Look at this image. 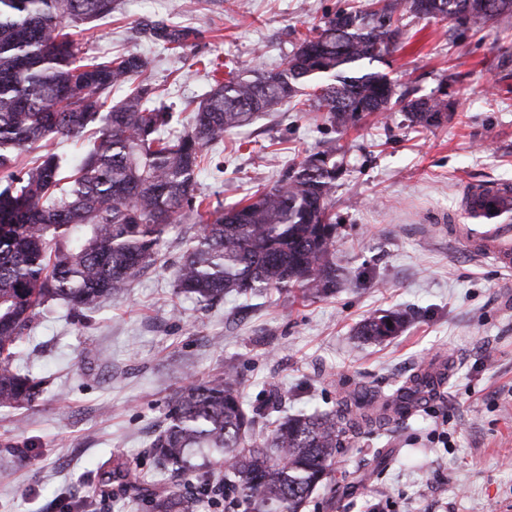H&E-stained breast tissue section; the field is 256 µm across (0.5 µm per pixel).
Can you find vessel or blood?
<instances>
[{"instance_id":"obj_1","label":"vessel or blood","mask_w":512,"mask_h":512,"mask_svg":"<svg viewBox=\"0 0 512 512\" xmlns=\"http://www.w3.org/2000/svg\"><path fill=\"white\" fill-rule=\"evenodd\" d=\"M466 219L456 237L469 252L512 269V184L472 186L466 195Z\"/></svg>"}]
</instances>
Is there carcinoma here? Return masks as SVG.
Masks as SVG:
<instances>
[{"instance_id":"1","label":"carcinoma","mask_w":512,"mask_h":512,"mask_svg":"<svg viewBox=\"0 0 512 512\" xmlns=\"http://www.w3.org/2000/svg\"><path fill=\"white\" fill-rule=\"evenodd\" d=\"M116 0H0V407L22 408L42 381L14 363L50 302L69 313L96 310L163 257L175 224L194 228L175 265L174 288L200 303L257 296L270 289L319 298L340 283L334 260L332 208L343 175L342 147L332 143L290 165L270 187L235 206L199 190L204 152L261 113L276 112L311 90L333 130L385 117L402 104L411 128H438L448 100H404L398 85L373 63L404 38L403 20L445 17L479 32L512 15V0H369L340 8L302 34L272 69L228 72L210 59L212 86L192 123L165 131L173 112L143 78L147 60L135 53L86 56L75 29L112 16ZM154 43L183 56L191 28L151 23ZM123 99L112 103V89ZM89 141L78 157L47 151L30 166L18 157L45 139ZM408 312L361 323L356 335L380 341L401 331ZM441 368L432 364L389 396H347L339 409L285 415L273 430L255 432V417L238 393L234 366L193 380L149 448L183 476L224 466L223 495L244 512H302L328 480L337 449L437 393ZM153 512H194L195 500L173 487L150 493Z\"/></svg>"}]
</instances>
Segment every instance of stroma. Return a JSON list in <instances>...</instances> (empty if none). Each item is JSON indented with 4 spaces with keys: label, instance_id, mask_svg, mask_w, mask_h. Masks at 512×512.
I'll return each instance as SVG.
<instances>
[{
    "label": "stroma",
    "instance_id": "stroma-1",
    "mask_svg": "<svg viewBox=\"0 0 512 512\" xmlns=\"http://www.w3.org/2000/svg\"><path fill=\"white\" fill-rule=\"evenodd\" d=\"M346 2L120 0L111 18L91 23L83 49L145 57L146 77L180 111L210 89L194 56L274 68L307 27ZM171 14L199 34L190 55L161 51L143 31ZM404 32L389 76L414 96L447 95L444 126L417 131L391 112L339 136L316 109L285 106L226 136L223 176L199 178L203 192L231 206L340 139L348 171L336 190L334 253L346 281L306 302L274 291L198 304L174 288L173 264L192 234L181 224L165 236L167 264L97 311L53 307L29 356L43 381L38 399L0 408V512H152L148 497L110 472L121 461L150 489L168 485L171 471L147 442L181 386L225 365L236 367L261 429L275 409L311 413L352 393H391L441 356L455 361L441 396L339 449L327 488L303 512H366L381 494L390 512H512V272L449 236L465 188L512 182V18L473 34L452 20L410 17ZM399 308L410 322L397 335L356 336L365 318ZM443 414L446 446L430 440Z\"/></svg>",
    "mask_w": 512,
    "mask_h": 512
}]
</instances>
